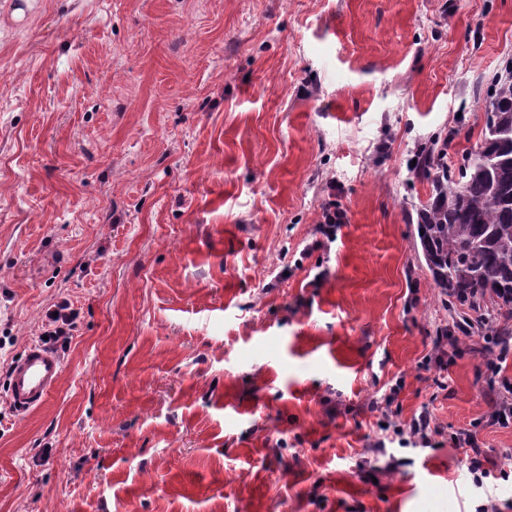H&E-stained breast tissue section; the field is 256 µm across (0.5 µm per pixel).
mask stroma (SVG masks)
<instances>
[{"mask_svg":"<svg viewBox=\"0 0 512 512\" xmlns=\"http://www.w3.org/2000/svg\"><path fill=\"white\" fill-rule=\"evenodd\" d=\"M510 59L512 0H0V512H512L451 439L512 474L483 338L431 358L407 184ZM63 299L59 385L14 412ZM425 410L430 445L389 438ZM54 312H57L56 318H53ZM76 316L77 313L67 300L54 304L47 310L45 318L42 320L41 340L45 343L61 341L62 344H66L74 328ZM43 336H47L48 340H44ZM455 443H463L469 446L471 453L468 455V469L473 475L474 484L477 487L484 485L483 479L490 476L492 473L486 465L491 464L487 452L480 447L476 434L468 431L467 433H460L453 437Z\"/></svg>","mask_w":512,"mask_h":512,"instance_id":"1","label":"stroma"}]
</instances>
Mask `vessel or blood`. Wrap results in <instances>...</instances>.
Listing matches in <instances>:
<instances>
[{
    "mask_svg": "<svg viewBox=\"0 0 512 512\" xmlns=\"http://www.w3.org/2000/svg\"><path fill=\"white\" fill-rule=\"evenodd\" d=\"M63 363L58 353L41 343L29 344L13 363L7 383V399L15 411L30 413L43 407L61 378Z\"/></svg>",
    "mask_w": 512,
    "mask_h": 512,
    "instance_id": "1",
    "label": "vessel or blood"
}]
</instances>
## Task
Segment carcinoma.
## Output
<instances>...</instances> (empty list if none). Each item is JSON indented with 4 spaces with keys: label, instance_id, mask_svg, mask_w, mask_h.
I'll return each instance as SVG.
<instances>
[{
    "label": "carcinoma",
    "instance_id": "carcinoma-1",
    "mask_svg": "<svg viewBox=\"0 0 512 512\" xmlns=\"http://www.w3.org/2000/svg\"><path fill=\"white\" fill-rule=\"evenodd\" d=\"M485 114L479 143L453 171L444 162L448 138L415 148L409 172L430 185L415 208L416 234L453 325L490 308L487 330L512 336V61L493 80Z\"/></svg>",
    "mask_w": 512,
    "mask_h": 512
}]
</instances>
